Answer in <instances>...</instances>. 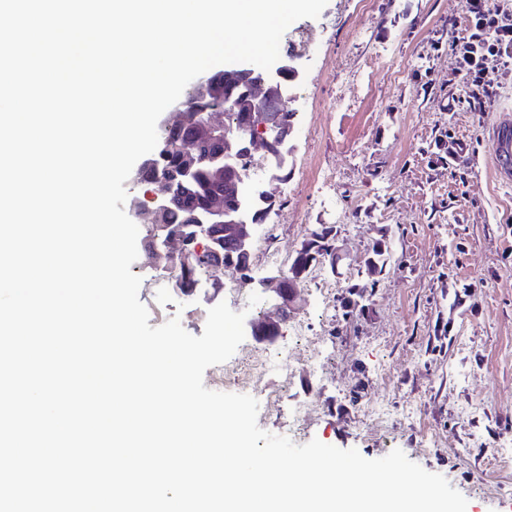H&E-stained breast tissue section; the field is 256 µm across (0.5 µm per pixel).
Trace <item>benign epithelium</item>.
Masks as SVG:
<instances>
[{
  "mask_svg": "<svg viewBox=\"0 0 512 512\" xmlns=\"http://www.w3.org/2000/svg\"><path fill=\"white\" fill-rule=\"evenodd\" d=\"M301 78L302 73L295 58L287 52L281 54L268 71L255 66L237 70L230 68L224 72V80L235 84L240 91L234 96L230 94L224 97L221 111L226 114L250 112L253 115L250 122L236 127L217 124L213 120L216 108L207 103L213 87L211 74L193 79L188 94L172 104L167 112L161 127L165 130L162 142L169 147L177 150L184 141L175 124L176 112L195 113L197 126L205 128L209 137L220 143V148L214 153L194 154L193 161L181 168L178 181L173 180L167 170L154 166L150 153L134 174L135 182L147 176L156 186L155 192L149 194L152 207L148 211H143L137 201L132 204L131 211L135 216L155 223L164 219L172 203L177 202L182 207L187 232L175 234L162 229L150 238L151 258L164 262V269L175 287H180V273L183 269L200 263L206 252L215 256L213 266L225 265L235 269L240 277L252 279L250 242L256 220L249 219L250 201L240 200L236 192L231 194L232 200L229 202L207 204L198 200L189 188L193 167L197 163H206L228 174L237 171L243 155L259 149L266 155L276 150L290 156L293 151V127L284 124L282 115L285 113L284 103L294 98V89ZM213 224L224 225L226 240H218L209 235ZM226 241L245 253L246 264L222 262L221 250ZM261 285L272 290L279 299L274 315L264 319L270 330L275 332L280 329L283 317L288 315L299 293V285L282 272L261 281Z\"/></svg>",
  "mask_w": 512,
  "mask_h": 512,
  "instance_id": "benign-epithelium-1",
  "label": "benign epithelium"
}]
</instances>
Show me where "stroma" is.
Instances as JSON below:
<instances>
[{
  "label": "stroma",
  "mask_w": 512,
  "mask_h": 512,
  "mask_svg": "<svg viewBox=\"0 0 512 512\" xmlns=\"http://www.w3.org/2000/svg\"><path fill=\"white\" fill-rule=\"evenodd\" d=\"M470 0H328L295 21L281 51L303 73L286 108L294 114L289 176L252 240L253 279L231 268L203 278L207 293L173 288L139 234L132 273L149 326L179 317L202 335L220 302L252 301L250 319L277 298L259 279L287 270L321 224L335 225L346 258L316 267L288 313L323 349L327 373L307 367L269 381L263 430L298 445L312 439L368 459L402 450L444 476L467 512H512V185L491 167V124L512 112V64L489 65L484 103H471L452 40L464 36ZM391 258L374 277L362 265L380 234ZM368 311L346 315L349 290ZM387 404L389 422L373 407ZM305 408L301 430L293 413Z\"/></svg>",
  "instance_id": "obj_1"
}]
</instances>
